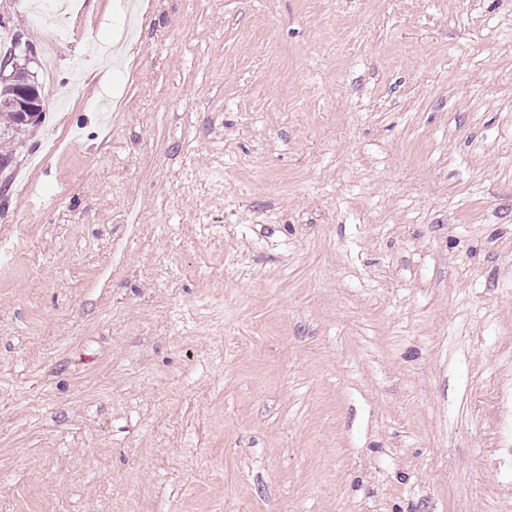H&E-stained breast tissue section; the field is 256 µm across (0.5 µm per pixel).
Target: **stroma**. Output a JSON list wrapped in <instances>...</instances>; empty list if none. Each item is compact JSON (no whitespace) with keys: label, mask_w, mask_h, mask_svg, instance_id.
Listing matches in <instances>:
<instances>
[{"label":"stroma","mask_w":512,"mask_h":512,"mask_svg":"<svg viewBox=\"0 0 512 512\" xmlns=\"http://www.w3.org/2000/svg\"><path fill=\"white\" fill-rule=\"evenodd\" d=\"M0 0V512H512V0ZM23 55L25 59H30L31 51L26 45L17 42L14 49L0 61V75L5 82H10L16 87V96L14 98V106L16 112H20V116L28 126L36 125L40 116L45 112V98L36 85L25 71L24 67H19L17 63L18 55ZM10 71L9 74H5ZM0 82V101L10 97V87L8 83ZM5 106H0V130L2 135H8V138H14L29 130L28 127L21 125L17 113ZM6 132V133H5ZM9 134H11L9 136Z\"/></svg>","instance_id":"stroma-1"}]
</instances>
